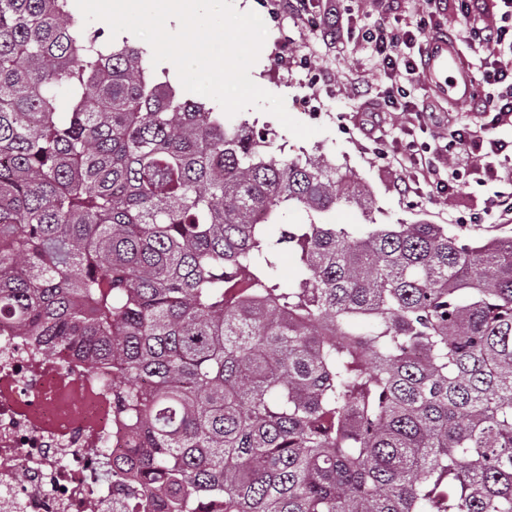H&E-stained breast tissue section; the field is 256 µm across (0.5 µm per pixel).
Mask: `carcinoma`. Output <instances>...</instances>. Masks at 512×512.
<instances>
[{
  "label": "carcinoma",
  "instance_id": "cac0c4a2",
  "mask_svg": "<svg viewBox=\"0 0 512 512\" xmlns=\"http://www.w3.org/2000/svg\"><path fill=\"white\" fill-rule=\"evenodd\" d=\"M372 207L73 0H0V327L112 370L127 512H512V235Z\"/></svg>",
  "mask_w": 512,
  "mask_h": 512
}]
</instances>
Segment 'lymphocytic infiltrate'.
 Wrapping results in <instances>:
<instances>
[{"label": "lymphocytic infiltrate", "instance_id": "lymphocytic-infiltrate-1", "mask_svg": "<svg viewBox=\"0 0 512 512\" xmlns=\"http://www.w3.org/2000/svg\"><path fill=\"white\" fill-rule=\"evenodd\" d=\"M386 18L364 28L362 39L381 61L387 80L385 94L393 109L413 110L417 123L435 122L430 101L413 106L408 97L419 84L423 71V46L429 36L447 32L456 42L467 44L470 64L481 73L485 90L480 98L483 120L476 126L455 129L449 143L436 152H428L415 140L401 142L387 150L378 149L379 158H392L408 173L414 186H426L434 197L450 198L463 185L459 157H467L472 168L481 170L493 187L480 212L470 214L474 224H503L512 221V170L498 171L487 163L492 155L504 154L512 147L502 135L503 127H512V65H500L493 59L498 50L512 51V0H454L460 20L456 27L443 29L434 23L431 9L441 0H425L429 11L419 19L406 21L399 13L401 0H382ZM495 9L499 25L484 26L488 9Z\"/></svg>", "mask_w": 512, "mask_h": 512}]
</instances>
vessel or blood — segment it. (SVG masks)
<instances>
[{"instance_id":"obj_1","label":"vessel or blood","mask_w":512,"mask_h":512,"mask_svg":"<svg viewBox=\"0 0 512 512\" xmlns=\"http://www.w3.org/2000/svg\"><path fill=\"white\" fill-rule=\"evenodd\" d=\"M425 85L457 104L470 100L476 84L462 51L449 38L431 36L423 48Z\"/></svg>"}]
</instances>
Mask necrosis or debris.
I'll return each mask as SVG.
<instances>
[{"mask_svg":"<svg viewBox=\"0 0 512 512\" xmlns=\"http://www.w3.org/2000/svg\"><path fill=\"white\" fill-rule=\"evenodd\" d=\"M112 374L71 353L37 355L0 330V512H119L96 450L129 448Z\"/></svg>","mask_w":512,"mask_h":512,"instance_id":"1","label":"necrosis or debris"}]
</instances>
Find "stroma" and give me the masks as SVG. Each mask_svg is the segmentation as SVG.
Returning a JSON list of instances; mask_svg holds the SVG:
<instances>
[{"label": "stroma", "mask_w": 512, "mask_h": 512, "mask_svg": "<svg viewBox=\"0 0 512 512\" xmlns=\"http://www.w3.org/2000/svg\"><path fill=\"white\" fill-rule=\"evenodd\" d=\"M232 3L238 11H255L267 28L259 58L250 70L252 80L283 96L292 118L320 129L319 134L302 140L270 113L255 108L239 112V119L268 130L278 152L287 157L321 153L336 167L352 171L372 195L374 223L425 220L453 224L458 232L473 239L512 233V223L457 224L458 216L481 210L489 195V186L478 176H469L450 202L433 201L424 191L405 192L406 172L373 155L375 144L400 136L405 118L388 113L385 84L357 26L338 29L336 17L320 8L316 11L320 26L313 31L294 14L274 11L271 0ZM354 79L360 84L362 100L372 104V111H358L354 104L350 93Z\"/></svg>", "instance_id": "1"}]
</instances>
